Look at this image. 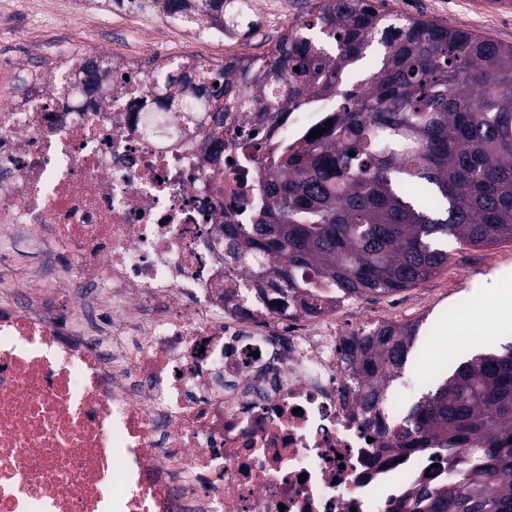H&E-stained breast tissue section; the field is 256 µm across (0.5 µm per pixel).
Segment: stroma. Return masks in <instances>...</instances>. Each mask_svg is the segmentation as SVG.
Returning <instances> with one entry per match:
<instances>
[{
  "label": "stroma",
  "mask_w": 512,
  "mask_h": 512,
  "mask_svg": "<svg viewBox=\"0 0 512 512\" xmlns=\"http://www.w3.org/2000/svg\"><path fill=\"white\" fill-rule=\"evenodd\" d=\"M386 7L403 14L421 13L438 24L512 44V8L498 0H386ZM6 18V24L0 26V59L18 58L23 66L45 76L57 73L67 57L89 43L130 52L147 36L153 38L161 54L189 52L211 62L223 55L263 57L289 29L288 24L274 20L246 40L217 46L163 30L157 22L142 33L113 24L108 17L58 20L45 12L40 0H14ZM448 253L447 264L415 287L388 297L361 299L342 312L343 324L351 329L367 312L400 325H417L413 357L407 360L403 377L414 375V359L420 355L444 373L461 362L466 352L512 342V324L501 323L490 310L482 313L467 335L448 334L458 314L469 313L473 303L483 301L484 285L496 280L512 290V279L501 277L503 271L512 272V242L464 247L452 242Z\"/></svg>",
  "instance_id": "35a3bbf8"
}]
</instances>
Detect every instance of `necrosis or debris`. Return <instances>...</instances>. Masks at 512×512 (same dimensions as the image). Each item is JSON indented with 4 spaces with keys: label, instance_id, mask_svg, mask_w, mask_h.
Here are the masks:
<instances>
[{
    "label": "necrosis or debris",
    "instance_id": "obj_1",
    "mask_svg": "<svg viewBox=\"0 0 512 512\" xmlns=\"http://www.w3.org/2000/svg\"><path fill=\"white\" fill-rule=\"evenodd\" d=\"M94 58L98 88L82 92ZM0 99V512H388L432 450L384 448L355 401L336 309L262 297L224 261L244 220L235 151L210 113L162 112L155 88L95 50ZM254 112L224 115V138Z\"/></svg>",
    "mask_w": 512,
    "mask_h": 512
}]
</instances>
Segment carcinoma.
Here are the masks:
<instances>
[{
	"instance_id": "cac0c4a2",
	"label": "carcinoma",
	"mask_w": 512,
	"mask_h": 512,
	"mask_svg": "<svg viewBox=\"0 0 512 512\" xmlns=\"http://www.w3.org/2000/svg\"><path fill=\"white\" fill-rule=\"evenodd\" d=\"M165 13L251 31L248 0H158ZM263 58L239 56L172 70L166 85L192 83L214 113L213 147L224 151V113L257 110L268 123L316 97L338 99L323 134L268 144L246 224L224 225V258L246 263L258 250L272 262L264 287L304 310L321 309L325 288L347 300L391 295L448 263V241H512V44L393 18L384 0H321ZM375 71H349L372 45ZM246 161L253 134L236 135ZM417 326L382 325L344 340L367 424L394 451L430 448L456 479L432 478L389 512H512V345L477 354L386 426L378 409L401 374Z\"/></svg>"
}]
</instances>
